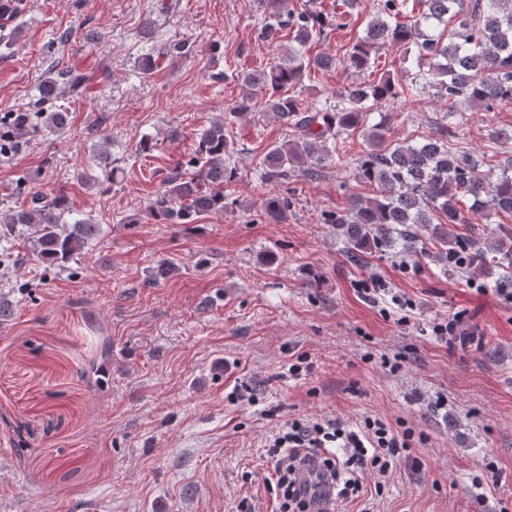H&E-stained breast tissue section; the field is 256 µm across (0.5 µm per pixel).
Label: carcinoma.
<instances>
[{
    "instance_id": "carcinoma-1",
    "label": "carcinoma",
    "mask_w": 512,
    "mask_h": 512,
    "mask_svg": "<svg viewBox=\"0 0 512 512\" xmlns=\"http://www.w3.org/2000/svg\"><path fill=\"white\" fill-rule=\"evenodd\" d=\"M376 13L365 35L341 59L329 54L314 57L295 52L262 69L237 74L241 99L224 121L202 131L189 165L190 178L176 174L167 180L164 198L150 208L161 224H192L203 215L222 213L229 205L224 194L237 179L232 162L234 142L227 126L256 105L274 113L294 139L273 143L262 158L260 178L266 185L283 184L295 174L319 179L323 168L340 153L344 139L364 130L367 148L356 159V179L372 187L374 195L350 193L347 207L326 220L336 225L343 251L354 261L366 252L417 251L423 233L437 247L435 258L450 271L474 270L493 287L512 288V228L497 226L480 240L452 231L467 223L466 213L487 210L512 214V161L500 169H481L482 162L452 141V128L463 110L493 112L512 103V0H375ZM355 0L336 3L333 13L298 11L290 0H267L260 35L275 42L283 30L305 46L323 37L325 29L349 25ZM25 0H0V19L13 20ZM385 47L403 51L399 71L417 72L400 80L388 69L376 75L378 53ZM362 73L334 104L301 103L291 93L316 72L338 68ZM88 77L69 69L48 78L38 88L34 104L41 107L67 92L80 96ZM444 104L442 115L431 120V134L418 143L390 139L383 108L399 98L426 91ZM29 125L6 128L0 146L4 153L22 147ZM274 222L287 219L291 202L275 194L262 203ZM0 240L21 227L45 267L69 261L92 240L98 225L70 220L65 195L32 196L29 208L0 216Z\"/></svg>"
}]
</instances>
